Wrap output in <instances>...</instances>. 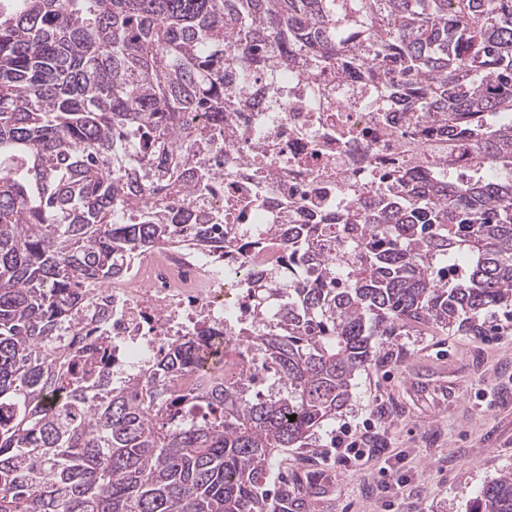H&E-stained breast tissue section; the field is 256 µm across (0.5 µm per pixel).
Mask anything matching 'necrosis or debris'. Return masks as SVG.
<instances>
[{
    "instance_id": "1",
    "label": "necrosis or debris",
    "mask_w": 512,
    "mask_h": 512,
    "mask_svg": "<svg viewBox=\"0 0 512 512\" xmlns=\"http://www.w3.org/2000/svg\"><path fill=\"white\" fill-rule=\"evenodd\" d=\"M493 147L454 134L438 118L408 111L387 78L317 64L296 56L276 78L248 76L224 133L203 150L221 173L202 203L223 214L233 261L213 259L187 241L142 252L126 273L95 296L112 308V376H148L156 357L207 326L225 363L254 370L257 360L239 335L276 321L275 309L251 306L253 282L282 266L272 224H334L404 171L434 168L478 173Z\"/></svg>"
}]
</instances>
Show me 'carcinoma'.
I'll list each match as a JSON object with an SVG mask.
<instances>
[{"label":"carcinoma","mask_w":512,"mask_h":512,"mask_svg":"<svg viewBox=\"0 0 512 512\" xmlns=\"http://www.w3.org/2000/svg\"><path fill=\"white\" fill-rule=\"evenodd\" d=\"M417 112L495 147V171L379 189L350 224H280L295 272L258 282L274 328L243 332L267 371L209 376L201 329L151 376L112 386L91 286L222 224L166 200L208 185L197 152L232 84L339 55L343 0H0V512H288L264 490L353 397L355 374L419 324L485 334L512 305V0H352ZM295 416L289 421V416ZM469 512H512V473Z\"/></svg>","instance_id":"cac0c4a2"}]
</instances>
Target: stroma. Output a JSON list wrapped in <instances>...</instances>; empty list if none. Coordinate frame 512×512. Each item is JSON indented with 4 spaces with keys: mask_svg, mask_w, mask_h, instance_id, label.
Returning a JSON list of instances; mask_svg holds the SVG:
<instances>
[{
    "mask_svg": "<svg viewBox=\"0 0 512 512\" xmlns=\"http://www.w3.org/2000/svg\"><path fill=\"white\" fill-rule=\"evenodd\" d=\"M482 336L409 329L354 380L349 406L310 445L286 450L292 512H466L512 471V333L503 312ZM371 420L381 449L328 458L344 421Z\"/></svg>",
    "mask_w": 512,
    "mask_h": 512,
    "instance_id": "35a3bbf8",
    "label": "stroma"
}]
</instances>
